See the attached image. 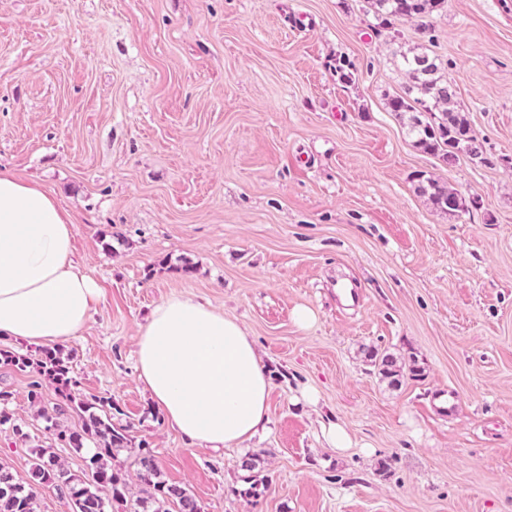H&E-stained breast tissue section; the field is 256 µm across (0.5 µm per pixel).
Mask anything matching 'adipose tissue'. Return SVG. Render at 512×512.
<instances>
[{"mask_svg": "<svg viewBox=\"0 0 512 512\" xmlns=\"http://www.w3.org/2000/svg\"><path fill=\"white\" fill-rule=\"evenodd\" d=\"M71 214L41 186L0 170V336L67 341L93 317L98 285L72 258ZM136 372L191 446L236 448L269 428L271 380L237 319L171 296L138 330Z\"/></svg>", "mask_w": 512, "mask_h": 512, "instance_id": "1", "label": "adipose tissue"}]
</instances>
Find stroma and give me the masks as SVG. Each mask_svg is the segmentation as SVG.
Returning a JSON list of instances; mask_svg holds the SVG:
<instances>
[{
	"label": "stroma",
	"instance_id": "stroma-1",
	"mask_svg": "<svg viewBox=\"0 0 512 512\" xmlns=\"http://www.w3.org/2000/svg\"><path fill=\"white\" fill-rule=\"evenodd\" d=\"M428 24L385 27L368 0H0V169L71 213L101 289L61 344L71 375L204 512H512V0H446ZM421 52L489 165H446L390 112ZM423 174L468 210L437 208ZM173 295L237 318L271 374V431L247 448L186 447L137 381L138 327ZM371 350L420 376L389 383ZM29 381L0 364L22 428L0 427V464L26 479L46 448L81 471ZM321 431L324 440L330 448H335L338 452L352 448V438L343 425L333 421L323 422L321 424Z\"/></svg>",
	"mask_w": 512,
	"mask_h": 512
}]
</instances>
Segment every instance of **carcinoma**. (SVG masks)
Masks as SVG:
<instances>
[{
	"label": "carcinoma",
	"mask_w": 512,
	"mask_h": 512,
	"mask_svg": "<svg viewBox=\"0 0 512 512\" xmlns=\"http://www.w3.org/2000/svg\"><path fill=\"white\" fill-rule=\"evenodd\" d=\"M375 12L387 24L394 21L422 19L443 7L445 0H369ZM408 84L402 94L390 98V111L410 114L409 133L416 145L426 152L441 154L442 161L452 164L456 152L465 150L476 164L491 163L481 141L470 129L467 120L456 109V92H448V80L439 75L437 59L425 53L401 55ZM419 191L429 195L440 209L456 212L465 208V200L448 186L433 177H423ZM370 361L386 378L400 376L398 360L389 353L372 352ZM0 362L21 372L36 374L30 383L28 399L50 422L49 429L55 438L83 454L84 467L98 476L88 481L85 476L73 473L57 456L44 448L31 451L29 479L19 481L6 467L0 465V512H35V488L52 485L67 501L70 512H107L106 498L121 501L128 491L127 473L118 460V451L130 448L133 437L129 427L112 423V411L117 409L111 399L89 401L77 392V381L70 376L67 362L59 351H44L38 358L17 354L0 348ZM53 387L59 397L55 414L45 413V396ZM12 393L0 389V426L11 425L15 433L21 428L15 424L8 411ZM74 412L83 418V431H71L59 423V416ZM92 447H86V444ZM138 465L137 476L142 485L143 497L137 500L135 512H203L198 501L183 488L160 480V470L153 451L145 444L135 448Z\"/></svg>",
	"instance_id": "1"
}]
</instances>
